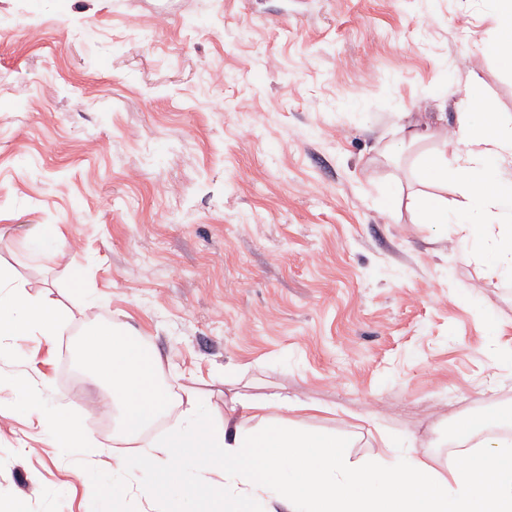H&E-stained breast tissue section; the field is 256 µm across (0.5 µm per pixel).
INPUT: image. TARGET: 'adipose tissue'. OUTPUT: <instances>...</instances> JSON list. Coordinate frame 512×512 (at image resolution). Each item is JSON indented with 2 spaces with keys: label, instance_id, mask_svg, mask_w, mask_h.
<instances>
[{
  "label": "adipose tissue",
  "instance_id": "obj_1",
  "mask_svg": "<svg viewBox=\"0 0 512 512\" xmlns=\"http://www.w3.org/2000/svg\"><path fill=\"white\" fill-rule=\"evenodd\" d=\"M454 137H440L421 166V189L405 193L388 187L393 210L407 209L420 224L456 225L463 254L483 257L491 277L512 276V126L491 112L478 85H470L453 125ZM464 189L453 206L443 189L449 180ZM70 311L44 295L31 294L24 281L0 265V338L36 333L52 339L72 320ZM80 354L111 395L124 436H138L164 409L158 383L159 358L136 335L108 324L88 323ZM39 426L52 429L59 447L79 455L94 447L85 421L63 410H44L32 400ZM179 423L165 437L113 462L111 480L90 470L80 477L89 504L101 498L120 507L127 478L137 480L144 499L170 481L205 486L220 512H512V440L492 439L491 449L469 448V440L494 425L512 424V411L473 414L461 420L455 438L465 444L463 462L446 470L433 466L416 448H401L381 435L370 460L351 461L347 441L293 424L288 414L305 410L300 401L276 395L234 399L215 421L199 396L178 401ZM203 449L192 470L179 466L188 448Z\"/></svg>",
  "mask_w": 512,
  "mask_h": 512
}]
</instances>
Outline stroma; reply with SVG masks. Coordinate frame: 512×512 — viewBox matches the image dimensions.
<instances>
[{
	"label": "stroma",
	"instance_id": "stroma-1",
	"mask_svg": "<svg viewBox=\"0 0 512 512\" xmlns=\"http://www.w3.org/2000/svg\"><path fill=\"white\" fill-rule=\"evenodd\" d=\"M496 35L490 0H0V265L74 315L0 344V512H84L82 465L141 446L100 432L81 462L17 393L93 421V317L160 356L143 439L185 388L219 417L277 393L352 460L384 429L443 469L458 420L512 409V280L384 198L434 147L398 113L455 114L476 83L512 118ZM33 224L62 234L36 258Z\"/></svg>",
	"mask_w": 512,
	"mask_h": 512
}]
</instances>
